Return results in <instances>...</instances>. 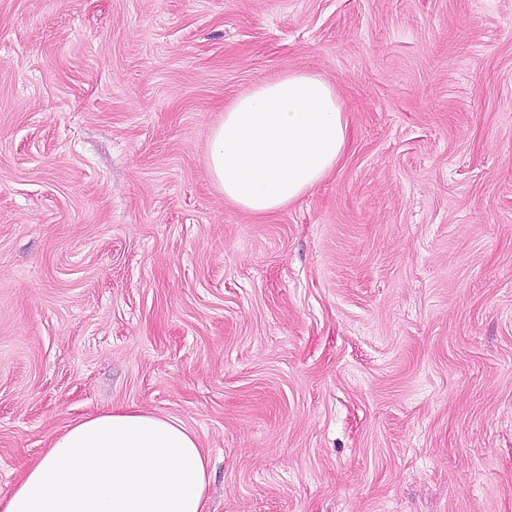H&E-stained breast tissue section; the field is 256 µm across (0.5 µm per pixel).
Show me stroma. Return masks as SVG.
Here are the masks:
<instances>
[{
    "label": "stroma",
    "instance_id": "stroma-1",
    "mask_svg": "<svg viewBox=\"0 0 512 512\" xmlns=\"http://www.w3.org/2000/svg\"><path fill=\"white\" fill-rule=\"evenodd\" d=\"M286 70L349 143L257 217L207 145ZM112 408L208 512H512V0H0V500Z\"/></svg>",
    "mask_w": 512,
    "mask_h": 512
}]
</instances>
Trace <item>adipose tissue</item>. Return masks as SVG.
<instances>
[{
    "instance_id": "obj_1",
    "label": "adipose tissue",
    "mask_w": 512,
    "mask_h": 512,
    "mask_svg": "<svg viewBox=\"0 0 512 512\" xmlns=\"http://www.w3.org/2000/svg\"><path fill=\"white\" fill-rule=\"evenodd\" d=\"M349 128L333 87L290 71L224 110L207 161L226 200L282 210L341 162ZM210 459L183 422L112 409L84 418L23 472L0 512H207Z\"/></svg>"
}]
</instances>
